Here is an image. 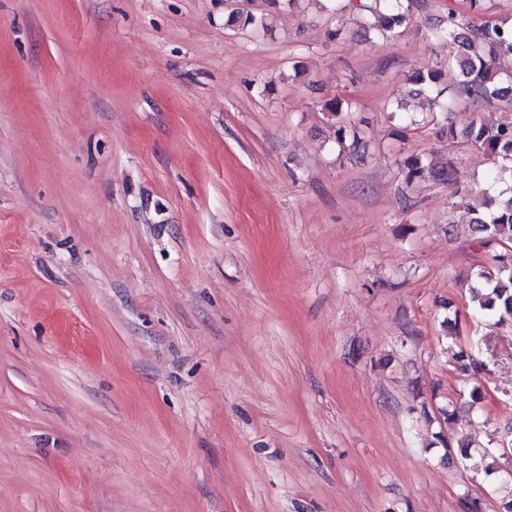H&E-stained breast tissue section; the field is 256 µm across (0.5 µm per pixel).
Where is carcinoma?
<instances>
[{"mask_svg": "<svg viewBox=\"0 0 512 512\" xmlns=\"http://www.w3.org/2000/svg\"><path fill=\"white\" fill-rule=\"evenodd\" d=\"M379 17L370 25L381 37L413 22L410 0H375ZM428 37L454 45L453 55L443 66L429 69L411 79L412 92L433 94L441 100L442 132L450 138L456 129L448 124V114L455 99L445 96L455 87L467 96L487 103L506 102L512 105V23L485 22L476 25L455 13H448L443 26L432 28ZM466 140L484 152L492 161L489 174L492 183L512 180V119L496 124L475 122L464 131ZM406 185L420 181H435L446 186H459V172L453 161L426 162L419 156L403 161ZM486 211L476 213L470 230L482 236L485 243L499 242L502 249L493 257V270L478 273L480 292L478 308L481 317L496 324L512 321V195L502 191L484 201ZM460 369L479 371L485 362L475 353L463 349L458 354Z\"/></svg>", "mask_w": 512, "mask_h": 512, "instance_id": "1", "label": "carcinoma"}]
</instances>
